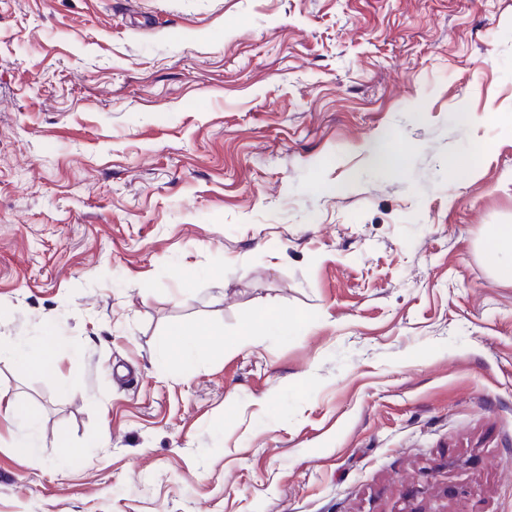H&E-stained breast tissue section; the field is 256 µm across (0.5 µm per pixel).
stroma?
Instances as JSON below:
<instances>
[{
	"mask_svg": "<svg viewBox=\"0 0 512 512\" xmlns=\"http://www.w3.org/2000/svg\"><path fill=\"white\" fill-rule=\"evenodd\" d=\"M495 224L512 0H0V512H512ZM212 327L206 324L172 326L161 340L160 351L172 360L184 365L192 363L199 354V342L203 336H209ZM61 343V336L54 330L48 331L39 343L18 354L21 365L32 371H42L53 367L57 348Z\"/></svg>",
	"mask_w": 512,
	"mask_h": 512,
	"instance_id": "35a3bbf8",
	"label": "stroma"
}]
</instances>
